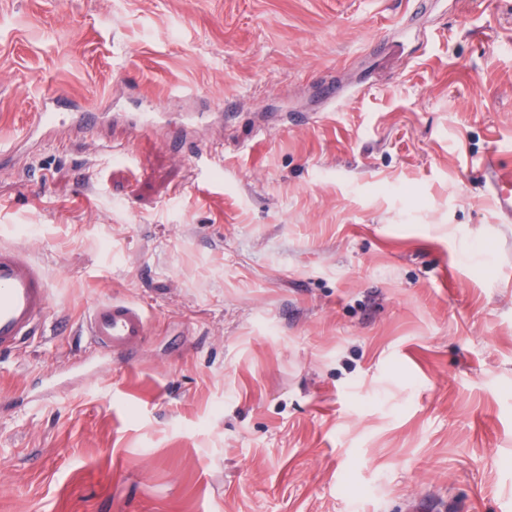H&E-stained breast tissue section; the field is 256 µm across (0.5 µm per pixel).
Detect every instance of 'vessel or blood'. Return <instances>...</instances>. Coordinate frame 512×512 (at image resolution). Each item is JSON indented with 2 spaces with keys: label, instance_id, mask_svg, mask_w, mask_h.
Listing matches in <instances>:
<instances>
[{
  "label": "vessel or blood",
  "instance_id": "vessel-or-blood-1",
  "mask_svg": "<svg viewBox=\"0 0 512 512\" xmlns=\"http://www.w3.org/2000/svg\"><path fill=\"white\" fill-rule=\"evenodd\" d=\"M478 172L488 187L502 222L512 221V172L503 170L494 155H487ZM49 274L27 253L16 247H0V354L16 351L40 328L50 305ZM91 346L115 356L141 349L149 334L142 306L131 301L97 303L82 325Z\"/></svg>",
  "mask_w": 512,
  "mask_h": 512
}]
</instances>
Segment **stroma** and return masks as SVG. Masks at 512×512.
<instances>
[{"label":"stroma","mask_w":512,"mask_h":512,"mask_svg":"<svg viewBox=\"0 0 512 512\" xmlns=\"http://www.w3.org/2000/svg\"><path fill=\"white\" fill-rule=\"evenodd\" d=\"M53 96L96 127L27 137ZM492 152L512 0H0V247L52 290L0 512H512ZM84 336L96 350L127 356L141 349L149 335V324L142 306L123 300L97 303L82 325Z\"/></svg>","instance_id":"stroma-1"}]
</instances>
